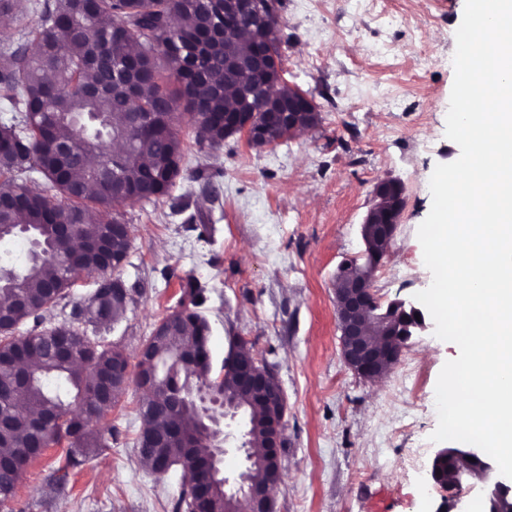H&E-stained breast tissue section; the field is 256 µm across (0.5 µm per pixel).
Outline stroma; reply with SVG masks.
<instances>
[{"mask_svg": "<svg viewBox=\"0 0 512 512\" xmlns=\"http://www.w3.org/2000/svg\"><path fill=\"white\" fill-rule=\"evenodd\" d=\"M465 0H280L285 78L311 95L319 123L273 147L236 135L208 154L179 124L183 173L169 197L119 206L131 248L118 274L124 314L88 328L135 356L175 310L186 281L203 288L214 364L242 339L274 367L287 410L275 512H438L430 465L439 443L435 387L459 354L433 327L412 336L380 380L341 355L336 272L360 258L363 219L381 181L405 206L373 291L413 302L432 280L417 229L436 165L455 161L445 135L455 33ZM209 168L211 181L191 178ZM143 401L129 385L101 428L103 446L57 481L66 449L31 461L0 512H176L185 475H159L136 448ZM65 467V466H64Z\"/></svg>", "mask_w": 512, "mask_h": 512, "instance_id": "stroma-1", "label": "stroma"}]
</instances>
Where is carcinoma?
<instances>
[{"mask_svg": "<svg viewBox=\"0 0 512 512\" xmlns=\"http://www.w3.org/2000/svg\"><path fill=\"white\" fill-rule=\"evenodd\" d=\"M242 22L230 34L240 48L250 50L261 36L271 35L258 77L270 78L281 68L277 10L279 0H241ZM36 26L19 30L16 47L0 50V102L15 113L0 124V241H37L19 267L0 261V412L29 421L0 431V502L8 499L28 463L37 458L40 436L67 443L65 467L100 447L98 432L82 417L88 401L87 378L77 361L90 369L128 366L123 352L92 339L84 324L104 325L126 310V294L112 289L108 279L128 255L131 241L112 234L117 207L135 198L156 202L170 195L182 172L183 143L176 123L184 121L212 151L224 146V113L235 110L237 72L224 67V40L209 38L224 27V7L213 0H33ZM36 52L28 53V46ZM142 112H164L167 121L156 132L131 126V100ZM123 137L128 149L108 187L96 171L60 153L69 144L76 154H92L112 167V139ZM38 173L41 187L19 180ZM78 225L81 237L100 241L99 249L72 251L54 224ZM359 259L342 265V287L349 277L378 260L383 252L378 233ZM96 277L95 288L73 304L70 319L45 326L43 315L68 295L76 277L69 269ZM190 305L170 331L156 325L148 343L152 361L138 362L131 375L117 372L110 394L96 405L105 420L129 383L143 391L140 457L155 465H172L188 458L197 482L194 499L204 512H224V491L208 482L213 452L184 448L170 440L173 432L198 430L194 413L175 404L185 387L215 378L213 363L202 355L210 341V324L199 311L203 289L187 282ZM30 321L31 330L18 334ZM412 321L409 313H392L384 322L368 319L372 338L389 350ZM236 366L224 373V391L246 413L252 443L264 446L272 410L265 398L238 384L240 372L251 368L252 351L230 344ZM25 364L30 376L18 390L15 375Z\"/></svg>", "mask_w": 512, "mask_h": 512, "instance_id": "obj_1", "label": "carcinoma"}]
</instances>
